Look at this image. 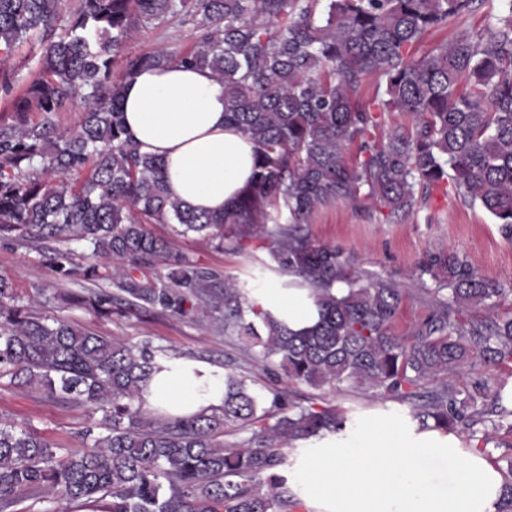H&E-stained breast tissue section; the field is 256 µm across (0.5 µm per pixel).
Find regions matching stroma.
<instances>
[{"instance_id":"obj_1","label":"stroma","mask_w":512,"mask_h":512,"mask_svg":"<svg viewBox=\"0 0 512 512\" xmlns=\"http://www.w3.org/2000/svg\"><path fill=\"white\" fill-rule=\"evenodd\" d=\"M485 26L484 11L465 13L448 26L431 32L413 49L420 57L456 35L481 32ZM195 44L193 27L171 22L135 34L127 44L128 51L140 52L164 45L188 49ZM40 54L38 41H30L13 51L7 61L13 69L10 92L0 91V124L10 122V103L21 92L36 71ZM150 232L169 240L175 251L210 267L223 276L258 288V268L269 259L259 239L243 242L241 248L214 244L189 236L177 235L173 225L153 224ZM308 230L318 242L341 247L351 255L356 266L371 274L393 278L413 295L402 312L399 332H406L429 311L426 297L415 290L410 277L425 253L452 249L467 253L478 272L490 280L512 283V240L504 238L497 224L479 206L465 204L451 186L433 190L425 205L399 223L385 221L379 212H353L346 207L324 208L314 217ZM49 252L42 243L31 240L0 241V276L8 278L21 305L36 317H64L80 322L97 333L139 344L145 341L162 347L169 355L203 360L214 367L224 366L247 376L258 393L274 388L295 403L309 397L350 409L352 423L346 437L362 443L365 437L381 429L395 430L401 436H417L408 404L392 399H376L370 392L343 386L318 390L288 380L275 366H262L255 353L247 349L234 333L226 331L222 314H196L180 318L161 314L117 311L111 319L68 308L61 302L63 294L77 291L78 285L58 279L47 264ZM101 412L78 406L63 399H50L27 386L0 380V421L31 427L63 452L74 453L85 448L83 433L96 426Z\"/></svg>"}]
</instances>
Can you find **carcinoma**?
<instances>
[{
    "label": "carcinoma",
    "mask_w": 512,
    "mask_h": 512,
    "mask_svg": "<svg viewBox=\"0 0 512 512\" xmlns=\"http://www.w3.org/2000/svg\"><path fill=\"white\" fill-rule=\"evenodd\" d=\"M499 2L485 32L462 33L415 60L409 50L462 13ZM60 0H0V48L36 37L39 67L0 126V240L65 246L49 262L83 284L64 304L112 317L129 310L188 317L224 311V330L259 348L289 381L363 388L406 403L423 428L460 431L488 444L512 438L509 379L456 385L465 368L512 364L509 289L464 255L437 251L430 313L395 333L411 289L373 277L306 229L321 207H380L397 223L443 184L479 206L512 239V0H79L61 21ZM194 27L196 46L126 50L135 33L171 21ZM208 70L224 85V121L255 145V173L220 216L170 192L164 162L141 152L123 122L122 91L138 72ZM372 98L364 97L368 79ZM80 109L77 123L57 118ZM408 125L378 141L379 113ZM36 112L39 117L30 118ZM82 174L80 180L73 179ZM148 224L237 245L264 241L275 270L297 277L319 312L293 331L245 289L174 253ZM82 244L94 261H74ZM167 260L168 272L146 268ZM115 281L119 295L100 287ZM342 288L333 290V285ZM0 277V378L103 412L104 432L61 455L47 438L0 422V509L19 489L101 512H308L286 475L299 441L345 432L349 411L263 395L224 371V403L170 417L142 406L148 377L167 357L65 318L34 317ZM245 434L224 444V434ZM498 512H512V456Z\"/></svg>",
    "instance_id": "cac0c4a2"
}]
</instances>
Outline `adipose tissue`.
<instances>
[{
    "label": "adipose tissue",
    "mask_w": 512,
    "mask_h": 512,
    "mask_svg": "<svg viewBox=\"0 0 512 512\" xmlns=\"http://www.w3.org/2000/svg\"><path fill=\"white\" fill-rule=\"evenodd\" d=\"M124 120L143 153L162 158L171 193L214 215L231 205L254 172V144L224 122V87L210 72L181 66L147 69L123 91ZM255 301L284 318L290 329L312 327L317 307L304 288L276 278L258 288ZM145 409L172 417L192 416L224 402V372L188 357L161 359L143 394ZM355 452L341 437L313 446L290 483L317 512H497L504 479L478 454L463 452L455 436L433 431L387 444L368 437ZM444 449L454 488L440 493L422 470L418 451Z\"/></svg>",
    "instance_id": "1"
}]
</instances>
